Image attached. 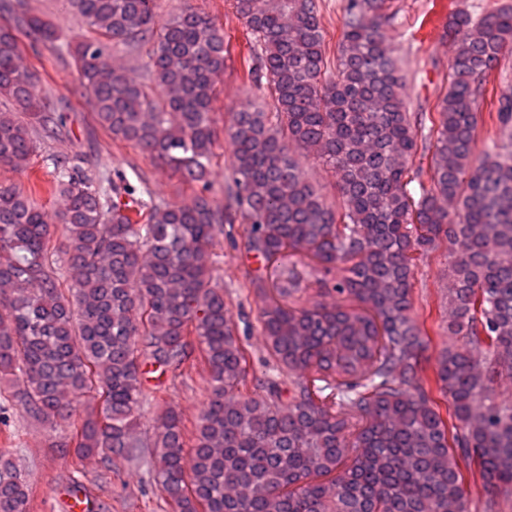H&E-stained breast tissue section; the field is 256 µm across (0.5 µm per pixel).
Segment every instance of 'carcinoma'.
I'll list each match as a JSON object with an SVG mask.
<instances>
[{"instance_id": "obj_1", "label": "carcinoma", "mask_w": 512, "mask_h": 512, "mask_svg": "<svg viewBox=\"0 0 512 512\" xmlns=\"http://www.w3.org/2000/svg\"><path fill=\"white\" fill-rule=\"evenodd\" d=\"M387 0H344L336 67L320 0H233L252 38L247 76L269 89L278 124L235 113L225 202L209 195L212 104L224 28L186 5L162 20L156 0H70L88 27L125 44L155 35L147 66L162 90L112 68L109 47L74 49L97 122L194 188L156 202L147 182L115 170L108 187L76 157L53 159L50 193L63 242L23 190L0 184V396L50 425L78 415L68 438L82 460L131 462L148 449L173 512H470L465 475L512 493V90L491 101L497 133L474 157L478 105L512 48V8L448 14L456 38L435 112H409L400 60L381 30ZM56 46V27L21 17ZM0 163L25 170L29 123L60 135L23 65L19 30L0 26ZM336 178L325 202L292 149ZM431 154L428 165L416 158ZM419 195L411 193L412 183ZM247 224L252 283L273 295L259 321L278 376L245 391L248 353L217 284L211 248ZM448 250L445 325L435 360L414 317L415 271ZM334 295L335 304L306 299ZM205 363L207 404L194 432L165 414L153 442L137 435L145 374ZM446 402V413L440 401ZM29 484L0 455V512H29Z\"/></svg>"}]
</instances>
